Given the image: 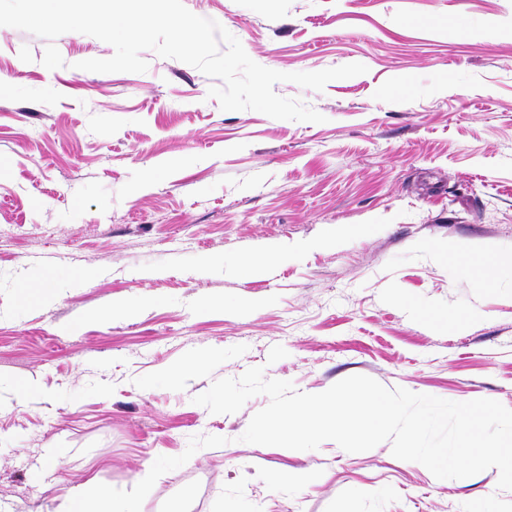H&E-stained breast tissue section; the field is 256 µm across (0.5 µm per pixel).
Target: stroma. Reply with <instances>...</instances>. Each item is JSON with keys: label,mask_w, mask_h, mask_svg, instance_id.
<instances>
[{"label": "stroma", "mask_w": 512, "mask_h": 512, "mask_svg": "<svg viewBox=\"0 0 512 512\" xmlns=\"http://www.w3.org/2000/svg\"><path fill=\"white\" fill-rule=\"evenodd\" d=\"M183 3L266 68L367 71L275 84L325 117L293 122L222 110L151 51L78 69L114 54L82 33L50 70L45 39L0 27V512L91 484L141 512H512L497 469L248 444L267 396L193 402L261 366L512 409V0Z\"/></svg>", "instance_id": "1"}]
</instances>
